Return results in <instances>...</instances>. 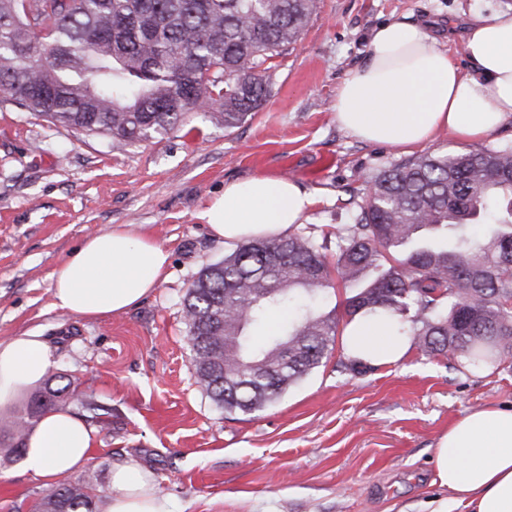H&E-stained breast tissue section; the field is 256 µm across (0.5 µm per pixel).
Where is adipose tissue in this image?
<instances>
[{
    "label": "adipose tissue",
    "mask_w": 512,
    "mask_h": 512,
    "mask_svg": "<svg viewBox=\"0 0 512 512\" xmlns=\"http://www.w3.org/2000/svg\"><path fill=\"white\" fill-rule=\"evenodd\" d=\"M463 50L475 67L462 73L427 27L397 19L374 30L370 60L336 89L332 110L354 138L405 151L448 130L464 144L481 141L512 118V8L467 19ZM315 198L274 174L224 185L204 209L212 238L226 245L286 235ZM169 251L134 224L85 237L51 274L53 306L101 318L138 305L167 277ZM350 358L374 365L401 361L410 349L390 320L368 314L347 324ZM50 347L33 333L0 343V407L39 383ZM94 430L70 409L47 414L26 440L24 466L44 485L78 472L90 457ZM436 478L447 496L432 512H512V409L482 407L454 421L434 450ZM107 512H169L152 473L128 461L112 470Z\"/></svg>",
    "instance_id": "1"
}]
</instances>
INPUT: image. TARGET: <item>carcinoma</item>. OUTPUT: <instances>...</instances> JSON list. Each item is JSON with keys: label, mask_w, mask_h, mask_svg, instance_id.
I'll return each mask as SVG.
<instances>
[{"label": "carcinoma", "mask_w": 512, "mask_h": 512, "mask_svg": "<svg viewBox=\"0 0 512 512\" xmlns=\"http://www.w3.org/2000/svg\"><path fill=\"white\" fill-rule=\"evenodd\" d=\"M318 0H0V102L128 147L168 134L206 103L234 128L267 96V63L296 45ZM354 223L251 239L205 266L184 298L197 384L227 414L276 402L333 350L321 311L334 279L357 291L348 320L397 324L432 357L487 368L512 355V145L404 160L371 180ZM291 317L268 327L271 313ZM266 332L257 343L248 329ZM76 404L107 424L64 373L0 417V452L21 456L47 413ZM35 512H96L94 488L63 481Z\"/></svg>", "instance_id": "1"}]
</instances>
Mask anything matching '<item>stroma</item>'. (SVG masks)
<instances>
[{
    "mask_svg": "<svg viewBox=\"0 0 512 512\" xmlns=\"http://www.w3.org/2000/svg\"><path fill=\"white\" fill-rule=\"evenodd\" d=\"M512 0H319L297 45L272 59L262 107L227 130L191 115L164 138L124 152L108 139L0 104V341L44 336L52 371L110 408L77 480L107 512L115 465L153 474L172 512H430L445 490L433 450L448 426L483 406L512 407V360L485 371L410 348L398 363L344 370L342 349L251 414L224 413L198 386L183 301L228 248L202 211L226 182L272 173L315 194L303 226L348 224L367 178L404 158L349 136L331 103L369 61L374 29L426 23L455 57L469 13ZM138 224L170 252L166 280L137 307L100 319L52 306L53 270L84 237ZM44 485L21 460L0 467V512H34Z\"/></svg>",
    "mask_w": 512,
    "mask_h": 512,
    "instance_id": "1",
    "label": "stroma"
}]
</instances>
